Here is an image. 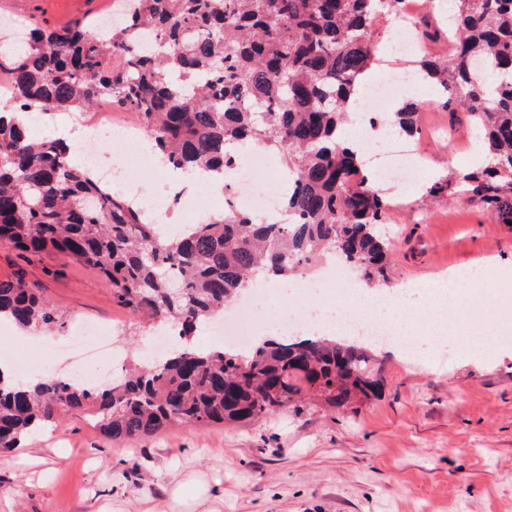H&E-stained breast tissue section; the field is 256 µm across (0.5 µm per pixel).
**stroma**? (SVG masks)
<instances>
[{"label": "stroma", "instance_id": "1", "mask_svg": "<svg viewBox=\"0 0 512 512\" xmlns=\"http://www.w3.org/2000/svg\"><path fill=\"white\" fill-rule=\"evenodd\" d=\"M111 8L112 0H0V17L59 28ZM435 119L443 133L422 140L428 183L411 186L402 211L379 228L391 253L385 287L395 292L488 259L512 272V225L472 206L463 187L429 197L431 184L477 166L463 149L481 142L459 114ZM17 276L65 315L49 341L98 322L125 356L146 353L152 325L120 306L97 270L0 244V277ZM430 308L422 296L400 314L418 337L414 356L369 345L384 393L342 410L287 408L123 443L84 414L49 422L0 453V512H198L202 490L219 512H512V346L473 358L432 352L429 336L448 328ZM455 318L475 336L487 324L512 332V295H469ZM178 481L186 488L175 497Z\"/></svg>", "mask_w": 512, "mask_h": 512}]
</instances>
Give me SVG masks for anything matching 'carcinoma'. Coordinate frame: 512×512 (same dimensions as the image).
<instances>
[{"instance_id":"1","label":"carcinoma","mask_w":512,"mask_h":512,"mask_svg":"<svg viewBox=\"0 0 512 512\" xmlns=\"http://www.w3.org/2000/svg\"><path fill=\"white\" fill-rule=\"evenodd\" d=\"M391 0H122L110 37L96 24L26 31L0 56L11 101L0 104V244L59 251L98 270L112 297L160 324L179 344L109 385L53 375L36 384L0 376V448L65 414L90 415L122 443L176 425L232 426L300 409L309 394L331 409L379 396L382 377L359 345L326 338L269 339L243 357L195 345L200 326L264 272L293 275L326 253L366 282L385 278L388 197L368 186L363 157L340 135L349 99L375 63L373 29ZM452 58L417 68L443 88V108L467 114L492 163L434 184H461L469 201L512 222V0H454ZM100 98L139 114L164 163L228 175L236 148L268 142L293 187L267 224L233 205L224 218L164 235L143 208L60 139L35 140L32 114L80 111ZM415 102L389 121L419 134ZM47 331L62 314L19 277L0 279V320Z\"/></svg>"}]
</instances>
